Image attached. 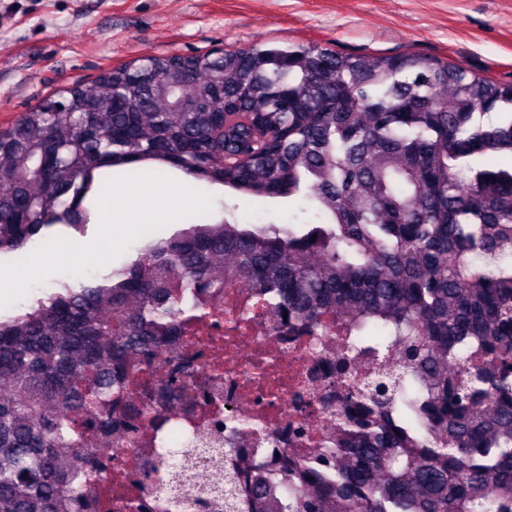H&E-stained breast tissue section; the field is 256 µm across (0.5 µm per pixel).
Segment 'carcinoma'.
Returning <instances> with one entry per match:
<instances>
[{
	"label": "carcinoma",
	"mask_w": 512,
	"mask_h": 512,
	"mask_svg": "<svg viewBox=\"0 0 512 512\" xmlns=\"http://www.w3.org/2000/svg\"><path fill=\"white\" fill-rule=\"evenodd\" d=\"M512 84L416 53L316 45L170 54L47 95L0 131V256L83 234L107 182L150 166L186 187L315 202L301 224L197 222L99 280L0 316V512H73L83 426L112 389L209 316L241 279L271 327L381 339L345 346L336 439L285 455L281 500L198 512H512ZM172 450L147 462L142 490Z\"/></svg>",
	"instance_id": "obj_1"
}]
</instances>
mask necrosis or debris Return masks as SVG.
Masks as SVG:
<instances>
[{
  "mask_svg": "<svg viewBox=\"0 0 512 512\" xmlns=\"http://www.w3.org/2000/svg\"><path fill=\"white\" fill-rule=\"evenodd\" d=\"M198 302L209 311V318L197 323L178 348L163 349L147 378L137 377L129 386L113 389L107 414L130 425L129 436L120 438L99 428L86 430L85 446L97 451L104 469L91 476V493L79 503V512H103L104 504L116 501L118 485L135 488L144 463L158 452L163 437L189 458L185 468L169 475L168 496L182 497V512H194L193 499L214 494L224 483L225 471L244 463L251 466V486L263 488L275 499L284 480L276 468L283 453L302 456L321 436L333 432L335 423L326 408L335 404L341 392L334 364L344 351L345 337L275 331L260 315L229 350L213 316L251 308L254 300L249 290L240 282L211 288L199 295ZM264 356L280 357L285 367L281 397L273 406L261 400L259 388L252 383ZM179 368L197 382L196 404H188L167 387ZM213 402L243 420L262 417L266 433L241 439L238 451H227L225 441L231 432L222 412L208 417L201 410L202 404ZM300 425L307 431L302 438L292 433ZM168 496L146 498L140 512H166Z\"/></svg>",
  "mask_w": 512,
  "mask_h": 512,
  "instance_id": "necrosis-or-debris-1",
  "label": "necrosis or debris"
}]
</instances>
